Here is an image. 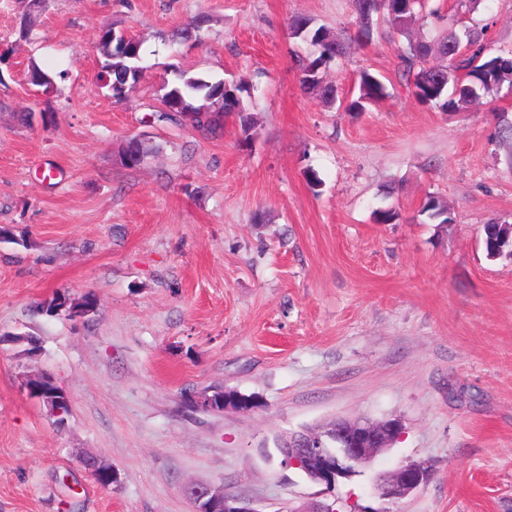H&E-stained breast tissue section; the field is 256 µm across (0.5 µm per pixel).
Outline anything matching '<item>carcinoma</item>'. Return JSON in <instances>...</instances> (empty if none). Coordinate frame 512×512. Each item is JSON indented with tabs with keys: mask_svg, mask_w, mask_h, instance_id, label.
<instances>
[{
	"mask_svg": "<svg viewBox=\"0 0 512 512\" xmlns=\"http://www.w3.org/2000/svg\"><path fill=\"white\" fill-rule=\"evenodd\" d=\"M358 30L354 41L368 42L372 39L374 19H382L390 32L405 36L419 18L424 0H352ZM211 17L200 13L188 21L177 38L182 42H202L208 31ZM123 31L112 27L104 29L97 44L104 63L98 79L105 81L112 98L125 100L132 92L145 70L142 42L134 41L126 46L111 41L110 36H121ZM288 35L294 40L309 42L319 48L315 57L296 56L303 91L315 94L326 102L336 99V90L324 82L329 64L348 52V45L335 40L323 26L311 28V20L296 17L291 20ZM485 29L470 28L459 35L446 28L433 42L408 40L402 49L401 77L422 103L437 104L441 108L459 111L472 102L491 95L503 82L512 80V57L496 56L483 59ZM161 108L150 114L156 123L178 124L184 119L212 137L219 136L223 129L224 115L232 113L231 106L240 104V94L250 92L249 84L242 81L232 87L222 80L207 81L188 77L181 73L177 80L160 86ZM388 95L387 86L376 74L363 71L358 79V96L348 102L345 111L361 113L367 107ZM156 150L137 140L135 157L129 167L140 168L154 156ZM421 212L438 224L452 222L446 202L436 196L425 200ZM507 229L497 222L483 226V241L487 256H501L512 249L503 242ZM96 304L92 293L79 301L57 296L47 306L50 313L61 310L71 317H81Z\"/></svg>",
	"mask_w": 512,
	"mask_h": 512,
	"instance_id": "1",
	"label": "carcinoma"
}]
</instances>
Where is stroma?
<instances>
[{
	"mask_svg": "<svg viewBox=\"0 0 512 512\" xmlns=\"http://www.w3.org/2000/svg\"><path fill=\"white\" fill-rule=\"evenodd\" d=\"M19 2L0 0V512H194L192 483L263 512L311 500L350 512L404 460L432 477L394 512H512V255L482 242L484 224H512V84L460 112L420 103L399 44L377 37L330 63L335 105L304 94L288 23L349 41L351 0H46L30 21ZM426 5L439 16L414 36L453 15L485 28L486 57L512 51V0ZM201 12L204 43L170 45ZM111 26L148 64L121 102L96 83ZM33 63L67 71L57 92L30 94ZM364 69L389 95L352 116L342 105ZM184 71L249 82L251 138L233 116L216 138L150 122L162 81ZM133 137L158 148L146 167L123 163ZM431 195L453 223L422 215ZM381 206L393 223L374 221ZM89 292L88 315L43 311ZM35 372L67 391L64 422L28 395ZM229 390L253 407L187 406ZM335 417H398L404 431L327 491L273 447Z\"/></svg>",
	"mask_w": 512,
	"mask_h": 512,
	"instance_id": "stroma-1",
	"label": "stroma"
}]
</instances>
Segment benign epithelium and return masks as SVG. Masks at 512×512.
I'll use <instances>...</instances> for the list:
<instances>
[{
  "label": "benign epithelium",
  "instance_id": "obj_1",
  "mask_svg": "<svg viewBox=\"0 0 512 512\" xmlns=\"http://www.w3.org/2000/svg\"><path fill=\"white\" fill-rule=\"evenodd\" d=\"M402 433L400 423H377L364 417L338 418L336 427L293 439L282 450L286 464L302 472L314 473L319 483L331 487L338 477H351L370 463L381 447ZM427 481L425 466L403 461L390 474L378 475L374 496L385 507L360 508L359 512H393L391 507L414 493ZM188 493L196 512H260L247 499L226 494L210 485L191 484Z\"/></svg>",
  "mask_w": 512,
  "mask_h": 512
}]
</instances>
